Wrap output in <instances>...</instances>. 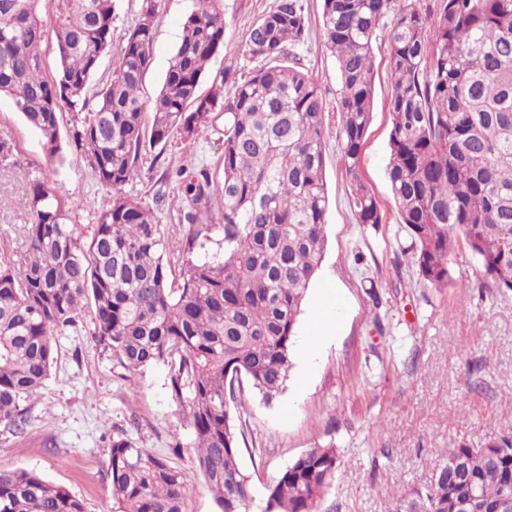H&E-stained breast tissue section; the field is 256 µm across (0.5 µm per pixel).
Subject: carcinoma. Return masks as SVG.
Segmentation results:
<instances>
[{"label": "carcinoma", "instance_id": "1", "mask_svg": "<svg viewBox=\"0 0 512 512\" xmlns=\"http://www.w3.org/2000/svg\"><path fill=\"white\" fill-rule=\"evenodd\" d=\"M55 21L38 0H0V95L60 149L63 109L87 107L100 56L112 46L113 0H66ZM157 0H141L112 80L95 95L68 143L84 153L110 193L84 241L65 222V201L42 172L23 170L21 263L0 255V427L24 433L55 360L54 336L91 309L93 336L128 370L167 366L173 400L188 410L194 466L219 512H249L251 476L240 465L245 389L269 401L288 379L295 329L326 249V102L299 66L307 21L298 0H279L249 28L245 48L263 64L200 91L224 45L217 0H194L158 96L140 94L151 65ZM391 76L387 178L421 281L444 288L462 240L498 292H512V0H322L325 46L336 59V100L345 179L357 223H382L361 155L371 123L373 44L383 19ZM53 33L57 74L41 72ZM224 113L223 173L205 163L166 169L181 190L178 279L171 278L164 225L128 195L141 147L187 140ZM19 165L0 141V167ZM221 254H199L213 234ZM488 460L459 445L436 479L391 495L405 512H459L477 493L487 512L512 485V430L493 437ZM467 459L462 472L448 462ZM340 466L336 448L303 453L268 488L264 512H317ZM115 512H182L180 470L129 438L110 443ZM0 512H84L64 488L34 472L0 471Z\"/></svg>", "mask_w": 512, "mask_h": 512}]
</instances>
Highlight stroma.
<instances>
[{"label": "stroma", "instance_id": "stroma-1", "mask_svg": "<svg viewBox=\"0 0 512 512\" xmlns=\"http://www.w3.org/2000/svg\"><path fill=\"white\" fill-rule=\"evenodd\" d=\"M308 20L305 44L297 54L320 82L327 106L338 90L336 62L321 30V0H299ZM277 0H220L224 47L207 67V78L224 70L257 67L245 50L253 21ZM140 0H115L112 47L99 59L94 85L112 76L123 39L136 21ZM193 0H160L152 64L141 86L155 98L181 39ZM388 43L373 44V118L361 165L383 216L372 228L357 223L343 172L337 127L324 139L329 194L327 247L296 328L304 336L322 289H334L340 326L304 361L292 349V369L272 400L248 394L247 423L240 462L251 474L262 512L267 489L288 465L313 448L335 446L341 459L321 512H390L392 489L426 484L445 449L459 444L484 447L512 428V293L491 292L490 279L464 245L450 257L452 281L435 288L420 281L406 249L410 238L391 197L389 154L391 83ZM11 141L22 167L42 169L66 201L68 223L90 239L96 217L109 201L85 160L71 147L48 158L41 136L0 97V140ZM223 152V124L200 128L189 140L174 138L164 150L143 148L126 190L151 200L167 167L198 161L216 164ZM21 169L0 168V252L22 254L28 222ZM90 313L77 328L55 337L56 362L35 400L26 431L0 430V470L32 471L65 487L85 512H113L108 473L109 442L130 438L138 447L165 457L187 484L183 512H218L212 494L195 471L187 412L173 400L168 370L121 366L92 335Z\"/></svg>", "mask_w": 512, "mask_h": 512}]
</instances>
